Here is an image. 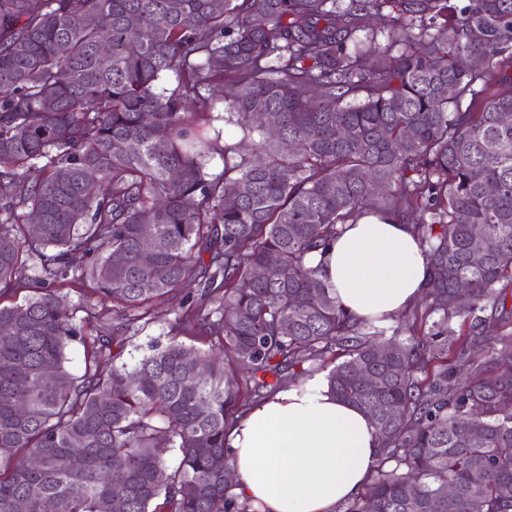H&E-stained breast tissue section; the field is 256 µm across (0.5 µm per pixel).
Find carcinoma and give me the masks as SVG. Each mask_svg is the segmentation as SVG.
I'll return each instance as SVG.
<instances>
[{"mask_svg": "<svg viewBox=\"0 0 512 512\" xmlns=\"http://www.w3.org/2000/svg\"><path fill=\"white\" fill-rule=\"evenodd\" d=\"M179 4L0 0V512H111L114 477L125 512H249L224 481L248 381L325 368L383 451L343 512H512V0ZM215 90L254 155L210 134ZM367 213L427 256L426 312L390 335L309 263ZM189 281L168 343L104 368Z\"/></svg>", "mask_w": 512, "mask_h": 512, "instance_id": "carcinoma-1", "label": "carcinoma"}]
</instances>
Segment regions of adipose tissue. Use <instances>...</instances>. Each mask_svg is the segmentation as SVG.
Wrapping results in <instances>:
<instances>
[{"mask_svg": "<svg viewBox=\"0 0 512 512\" xmlns=\"http://www.w3.org/2000/svg\"><path fill=\"white\" fill-rule=\"evenodd\" d=\"M336 303L392 325L422 297L426 254L405 224L361 215L313 256ZM233 492L256 512H337L367 484L381 441L370 418L334 397L324 375L261 401L227 437Z\"/></svg>", "mask_w": 512, "mask_h": 512, "instance_id": "obj_1", "label": "adipose tissue"}]
</instances>
